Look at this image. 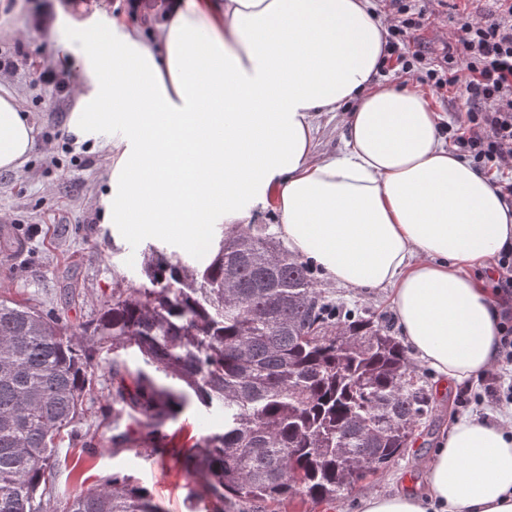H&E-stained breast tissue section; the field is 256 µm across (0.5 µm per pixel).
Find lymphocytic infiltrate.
I'll use <instances>...</instances> for the list:
<instances>
[{"instance_id":"obj_1","label":"lymphocytic infiltrate","mask_w":512,"mask_h":512,"mask_svg":"<svg viewBox=\"0 0 512 512\" xmlns=\"http://www.w3.org/2000/svg\"><path fill=\"white\" fill-rule=\"evenodd\" d=\"M445 0H389L382 71L416 77L438 98L464 100L460 117L440 125L458 156L490 175L493 186L512 200V0H491L481 18L456 16L452 42L435 55L412 45L427 15ZM492 294L500 315L496 366L482 376L476 404L512 406V246L494 259Z\"/></svg>"}]
</instances>
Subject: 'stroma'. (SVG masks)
<instances>
[{"instance_id":"35a3bbf8","label":"stroma","mask_w":512,"mask_h":512,"mask_svg":"<svg viewBox=\"0 0 512 512\" xmlns=\"http://www.w3.org/2000/svg\"><path fill=\"white\" fill-rule=\"evenodd\" d=\"M168 7V0H0V18L13 28L11 36L0 37V50L10 53L17 63L13 72L0 74V88L16 97L35 134V148L24 165L15 171H0V290L29 295L48 309L56 304L62 273L74 269L80 297L68 312L72 324L97 317L115 278L139 283L143 254L149 246H159L190 267L198 249L157 244L136 233L117 240L111 225L103 223L112 130L102 127L88 138L70 130L69 116L82 75L77 66H64V51L53 28L58 17L78 19L92 13L103 27L118 17L140 28L145 14L157 17ZM32 59L53 66L56 80L37 81L27 66ZM317 281L344 308L366 310L396 325L390 289L350 288L322 274ZM478 385V379L472 378L467 384L450 386L445 397L436 399L431 423L419 429L404 454L343 500L332 504L296 500L288 503L287 512H358L366 495L397 492L404 478H417L419 461L431 452L432 439L441 428L450 427L464 414L497 417V410L488 407H462L463 387ZM81 448L78 440L61 443V454L76 460L78 467L73 477L57 478L59 489L70 490L80 482L92 484L121 472L146 487L164 512H199L190 495L193 483L175 456L105 450L91 457Z\"/></svg>"}]
</instances>
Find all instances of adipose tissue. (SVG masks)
Returning a JSON list of instances; mask_svg holds the SVG:
<instances>
[{"mask_svg": "<svg viewBox=\"0 0 512 512\" xmlns=\"http://www.w3.org/2000/svg\"><path fill=\"white\" fill-rule=\"evenodd\" d=\"M388 18L372 0H173L152 40L113 19L72 43L83 83L70 127H112L102 200L127 225L201 245L274 208L289 250L336 283L390 289L409 352L440 387L491 367L500 317L466 276L512 244V202L459 159L425 96L379 73ZM345 113V147L315 150L317 120ZM35 146L0 93V170ZM362 512H512V422L463 416L434 439L418 492Z\"/></svg>", "mask_w": 512, "mask_h": 512, "instance_id": "adipose-tissue-1", "label": "adipose tissue"}]
</instances>
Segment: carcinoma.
I'll list each match as a JSON object with an SVG mask.
<instances>
[{
	"mask_svg": "<svg viewBox=\"0 0 512 512\" xmlns=\"http://www.w3.org/2000/svg\"><path fill=\"white\" fill-rule=\"evenodd\" d=\"M142 273L135 287L113 283L92 327L0 292V512H162L117 473L56 491L53 478L75 470L58 443L95 398L88 370L104 352L112 409L87 453L163 457L162 428L196 406L182 465L205 512L339 499L434 413L426 375L390 327L327 299L313 265L261 226L222 232L192 270L152 248Z\"/></svg>",
	"mask_w": 512,
	"mask_h": 512,
	"instance_id": "1",
	"label": "carcinoma"
}]
</instances>
